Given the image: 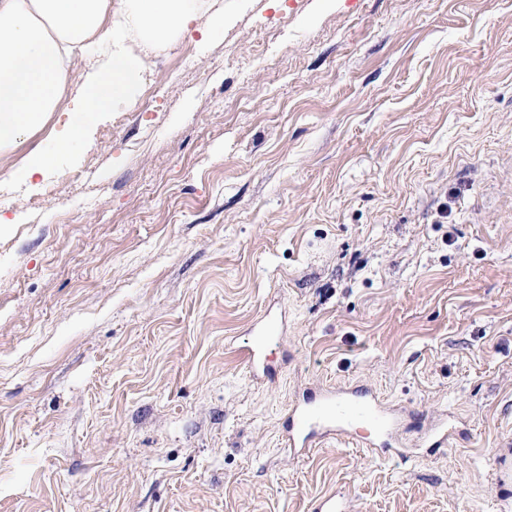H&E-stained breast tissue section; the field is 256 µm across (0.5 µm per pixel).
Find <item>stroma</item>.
Listing matches in <instances>:
<instances>
[{
	"mask_svg": "<svg viewBox=\"0 0 512 512\" xmlns=\"http://www.w3.org/2000/svg\"><path fill=\"white\" fill-rule=\"evenodd\" d=\"M224 9L68 152L57 112L0 155V512H512V0ZM317 385L408 408L407 456H288ZM283 321L278 315L266 316L260 328L254 330L251 341L239 351L246 367L259 378L270 373L269 364L270 342L283 332Z\"/></svg>",
	"mask_w": 512,
	"mask_h": 512,
	"instance_id": "1",
	"label": "stroma"
}]
</instances>
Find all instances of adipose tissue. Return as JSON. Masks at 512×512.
Segmentation results:
<instances>
[{
    "mask_svg": "<svg viewBox=\"0 0 512 512\" xmlns=\"http://www.w3.org/2000/svg\"><path fill=\"white\" fill-rule=\"evenodd\" d=\"M217 0H0V151L65 114L59 152L78 140L96 113L127 101L152 54L202 16L223 20ZM108 55L107 67L63 110L72 53Z\"/></svg>",
    "mask_w": 512,
    "mask_h": 512,
    "instance_id": "ef3b65f1",
    "label": "adipose tissue"
}]
</instances>
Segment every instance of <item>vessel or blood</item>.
Wrapping results in <instances>:
<instances>
[{
    "mask_svg": "<svg viewBox=\"0 0 512 512\" xmlns=\"http://www.w3.org/2000/svg\"><path fill=\"white\" fill-rule=\"evenodd\" d=\"M282 331L281 317L267 315L241 348L240 355L255 377L269 374L270 343ZM397 423L396 410L384 406L375 395L329 386L309 392L291 407L284 426V447L288 455L297 457L313 444L337 437L354 438L359 430L366 429L378 440V455L388 458L397 453L390 445Z\"/></svg>",
    "mask_w": 512,
    "mask_h": 512,
    "instance_id": "b4317fda",
    "label": "vessel or blood"
}]
</instances>
